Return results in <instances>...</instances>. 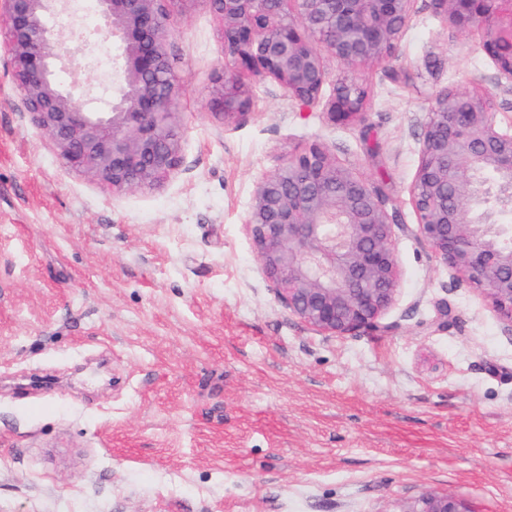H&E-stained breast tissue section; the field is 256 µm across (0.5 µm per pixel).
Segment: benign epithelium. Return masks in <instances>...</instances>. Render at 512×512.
<instances>
[{"instance_id":"obj_1","label":"benign epithelium","mask_w":512,"mask_h":512,"mask_svg":"<svg viewBox=\"0 0 512 512\" xmlns=\"http://www.w3.org/2000/svg\"><path fill=\"white\" fill-rule=\"evenodd\" d=\"M192 0H97L99 26L70 46L51 21L71 0H0L9 22L13 78L27 112L66 166L118 194L152 189L181 162L180 80L167 53V8ZM224 31L216 104L223 118L249 106L242 74L271 78L307 108L336 121L362 117L366 95L340 81L323 98L324 53L346 65L389 60L415 0H204ZM455 26L481 32V47L512 84V0H434ZM122 53L112 74L88 83L99 42ZM320 45V52L315 45ZM61 70L71 72L64 85ZM421 239L512 327V132L492 102L439 92L424 124L411 186ZM247 224L281 301L312 330L344 336L378 324L399 293L400 268L384 195L340 167L319 144L288 156L256 185ZM403 512H474L451 494H423Z\"/></svg>"}]
</instances>
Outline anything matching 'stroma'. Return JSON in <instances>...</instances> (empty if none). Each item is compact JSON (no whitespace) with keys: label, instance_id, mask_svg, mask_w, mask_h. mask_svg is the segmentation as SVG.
<instances>
[{"label":"stroma","instance_id":"1","mask_svg":"<svg viewBox=\"0 0 512 512\" xmlns=\"http://www.w3.org/2000/svg\"><path fill=\"white\" fill-rule=\"evenodd\" d=\"M166 28L181 164L115 194L34 126L0 16V512H512V327L419 239L410 194L440 91L491 95L512 130L479 33L415 0L392 66L325 59L362 120L248 76L227 121L221 23L193 0ZM315 143L385 195L400 297L375 330L293 316L246 227L257 181ZM403 512H473L467 502L451 494H423L412 501Z\"/></svg>","mask_w":512,"mask_h":512}]
</instances>
